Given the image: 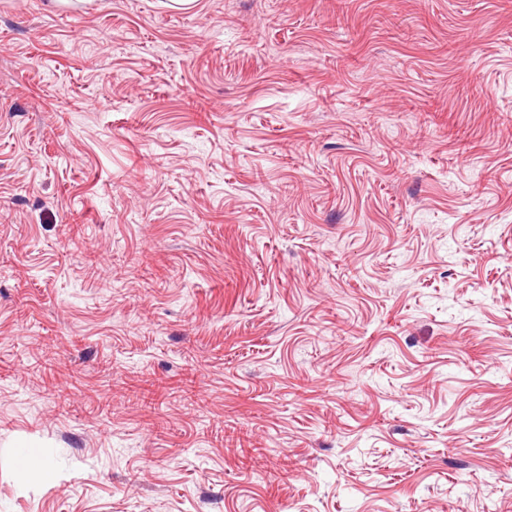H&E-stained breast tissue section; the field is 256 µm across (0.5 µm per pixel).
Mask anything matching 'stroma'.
<instances>
[{
    "instance_id": "stroma-1",
    "label": "stroma",
    "mask_w": 512,
    "mask_h": 512,
    "mask_svg": "<svg viewBox=\"0 0 512 512\" xmlns=\"http://www.w3.org/2000/svg\"><path fill=\"white\" fill-rule=\"evenodd\" d=\"M490 503L512 0H0V512Z\"/></svg>"
}]
</instances>
